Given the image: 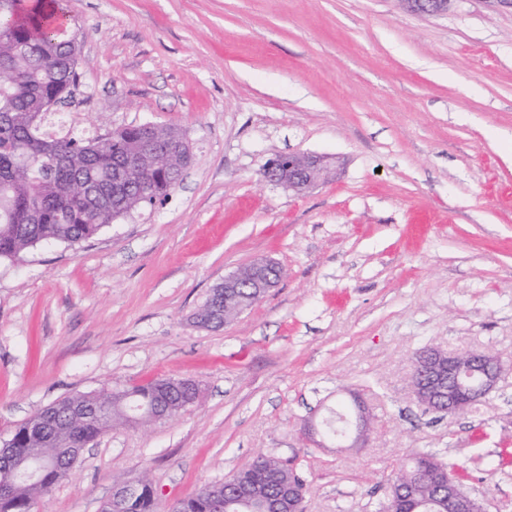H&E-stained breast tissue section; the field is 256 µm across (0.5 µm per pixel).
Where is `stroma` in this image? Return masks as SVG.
<instances>
[{
    "mask_svg": "<svg viewBox=\"0 0 512 512\" xmlns=\"http://www.w3.org/2000/svg\"><path fill=\"white\" fill-rule=\"evenodd\" d=\"M82 37L71 115L101 134L182 129L193 159L163 204L76 245L0 260V442L77 394L160 377L198 401L85 448L40 512H99L149 473L160 512L261 454L293 461L306 512H376L409 457L451 466L512 512V8L450 0H69ZM326 157L296 194L279 154ZM258 258L275 288L218 329L196 309ZM480 349L505 370L487 407L427 412L422 348ZM359 395L367 447L308 435Z\"/></svg>",
    "mask_w": 512,
    "mask_h": 512,
    "instance_id": "1",
    "label": "stroma"
}]
</instances>
